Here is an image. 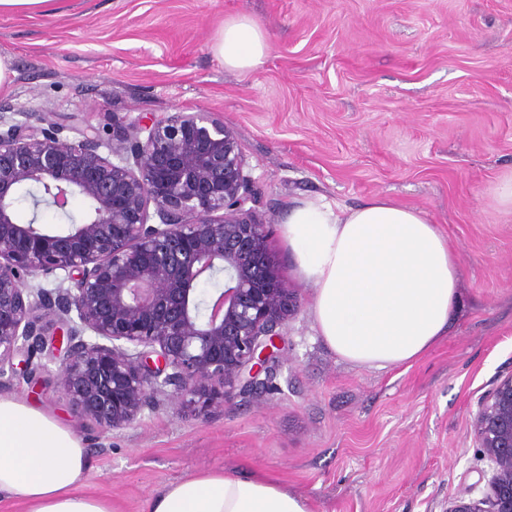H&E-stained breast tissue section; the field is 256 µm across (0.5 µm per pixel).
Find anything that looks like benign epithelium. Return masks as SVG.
I'll return each mask as SVG.
<instances>
[{
  "instance_id": "obj_1",
  "label": "benign epithelium",
  "mask_w": 512,
  "mask_h": 512,
  "mask_svg": "<svg viewBox=\"0 0 512 512\" xmlns=\"http://www.w3.org/2000/svg\"><path fill=\"white\" fill-rule=\"evenodd\" d=\"M2 126L0 386L32 377L46 354L56 390L105 434L163 397L208 404L269 383L299 297L273 262L231 126L178 111L114 124L110 142L72 139L46 115L1 112ZM31 187L36 209L65 214L80 195L89 211L60 230L21 224L14 205ZM59 270L53 288L28 281ZM214 280L224 287L205 288ZM472 433L491 463L487 492L457 496L448 512H512V374L485 395Z\"/></svg>"
}]
</instances>
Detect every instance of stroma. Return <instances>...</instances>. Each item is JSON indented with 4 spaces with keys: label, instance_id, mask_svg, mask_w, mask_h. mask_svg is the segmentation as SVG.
I'll return each mask as SVG.
<instances>
[{
    "label": "stroma",
    "instance_id": "obj_1",
    "mask_svg": "<svg viewBox=\"0 0 512 512\" xmlns=\"http://www.w3.org/2000/svg\"><path fill=\"white\" fill-rule=\"evenodd\" d=\"M239 14L270 44L248 74L211 51ZM0 55L15 70L1 108L105 137L116 122L206 110L235 129L271 224L297 199L385 196L428 211L459 260L456 319L406 369L358 368L322 345L278 233L274 263L300 308L263 392L202 413L164 404L102 436L57 392L56 364L14 380L6 395L83 439L91 493L146 512L169 482L231 468L312 512H447L484 495L471 422L512 373V211L484 196L512 170V0H62L50 17L1 15Z\"/></svg>",
    "mask_w": 512,
    "mask_h": 512
}]
</instances>
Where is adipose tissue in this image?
Returning <instances> with one entry per match:
<instances>
[{"label": "adipose tissue", "instance_id": "adipose-tissue-1", "mask_svg": "<svg viewBox=\"0 0 512 512\" xmlns=\"http://www.w3.org/2000/svg\"><path fill=\"white\" fill-rule=\"evenodd\" d=\"M270 50L246 16L225 20L212 45L241 73ZM282 233L311 287L309 313L323 345L343 361L410 367L444 336L460 305V269L428 213L376 197L344 208L324 197L291 205ZM88 454L79 436L14 397L0 396V504L26 512H114L86 491ZM147 512H311L307 499L261 476L201 471L168 484Z\"/></svg>", "mask_w": 512, "mask_h": 512}]
</instances>
